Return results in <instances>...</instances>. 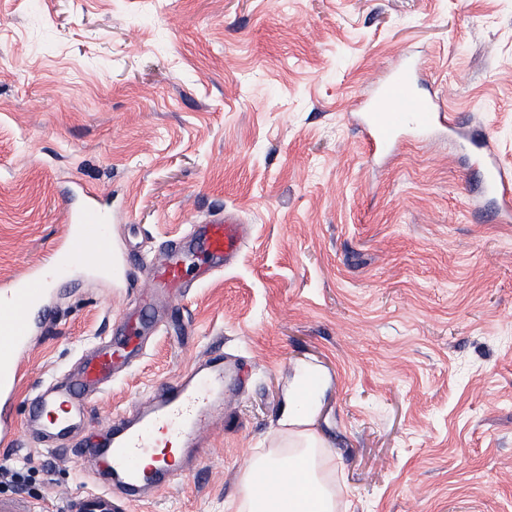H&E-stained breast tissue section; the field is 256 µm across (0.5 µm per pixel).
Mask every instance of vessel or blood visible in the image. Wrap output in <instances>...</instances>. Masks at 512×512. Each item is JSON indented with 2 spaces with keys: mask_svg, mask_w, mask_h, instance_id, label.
I'll return each instance as SVG.
<instances>
[{
  "mask_svg": "<svg viewBox=\"0 0 512 512\" xmlns=\"http://www.w3.org/2000/svg\"><path fill=\"white\" fill-rule=\"evenodd\" d=\"M419 83L420 63L404 53L389 77L356 101L354 109L360 114L357 127L373 157H391L400 137L410 129L426 136L443 132L452 140L459 137L457 118L445 111L439 100L420 95ZM468 164L482 171L483 191L496 199L502 222H511L512 177L502 169L489 139H482L479 153L469 158ZM68 220L70 256L95 254L117 278L148 265L146 258L122 257L115 251L107 217L95 192L86 191L83 210L69 214ZM244 224L241 215L227 211L188 228L187 237L205 240L211 259L210 265L200 271L199 280L209 279L222 265L232 264L239 257L247 242ZM152 273L161 287H181L185 268L178 251H171L168 260L153 267ZM48 294V283L38 270L0 289V402L10 401L15 394L20 355L37 333L34 315L43 308ZM113 356L112 349L101 350L84 363L80 381L43 392L36 413L46 432L62 435L73 428L77 418L72 405L74 394L88 400L111 385ZM236 376L223 354L210 355L204 364L181 375L176 384L135 405L131 416L108 425L102 441L78 451L83 466L100 476V487L72 499L67 512H115L112 488L116 485L131 493L172 486L177 468L173 460L157 455V448L162 444L173 447L182 459L201 456L199 435L217 400L223 398L229 380Z\"/></svg>",
  "mask_w": 512,
  "mask_h": 512,
  "instance_id": "b4317fda",
  "label": "vessel or blood"
}]
</instances>
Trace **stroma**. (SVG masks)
I'll return each instance as SVG.
<instances>
[{
	"mask_svg": "<svg viewBox=\"0 0 512 512\" xmlns=\"http://www.w3.org/2000/svg\"><path fill=\"white\" fill-rule=\"evenodd\" d=\"M401 51L512 171V0H0V285L51 266L76 183L134 256L224 207L250 226L233 267L164 296L91 254L51 274L0 446L25 481L0 494L64 512L98 486L66 449L220 348L249 378L206 458L122 512H226L305 371L350 512H512V223L472 208L447 138L370 159L352 105ZM123 333L140 357L46 448L36 393Z\"/></svg>",
	"mask_w": 512,
	"mask_h": 512,
	"instance_id": "stroma-1",
	"label": "stroma"
}]
</instances>
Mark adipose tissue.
I'll return each instance as SVG.
<instances>
[{
    "instance_id": "obj_1",
    "label": "adipose tissue",
    "mask_w": 512,
    "mask_h": 512,
    "mask_svg": "<svg viewBox=\"0 0 512 512\" xmlns=\"http://www.w3.org/2000/svg\"><path fill=\"white\" fill-rule=\"evenodd\" d=\"M281 423L288 429L287 453L257 456L244 474L242 501L248 512H336L337 494L324 481L330 459L323 441L306 430L307 420L295 401H288ZM283 472L287 485L272 492L273 479Z\"/></svg>"
}]
</instances>
